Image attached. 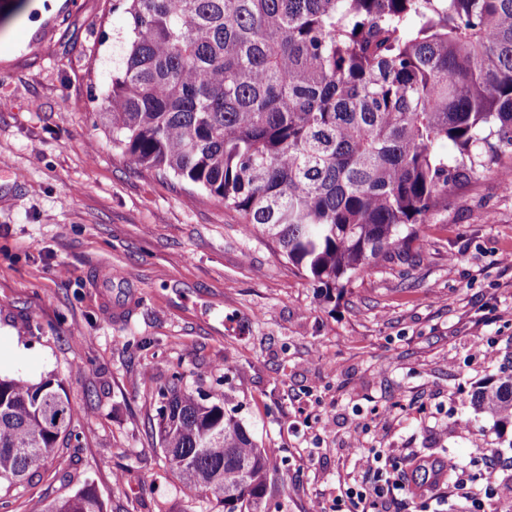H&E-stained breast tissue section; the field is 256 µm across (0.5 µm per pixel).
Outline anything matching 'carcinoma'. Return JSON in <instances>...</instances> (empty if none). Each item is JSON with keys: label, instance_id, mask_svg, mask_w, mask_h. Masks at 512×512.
Instances as JSON below:
<instances>
[{"label": "carcinoma", "instance_id": "obj_1", "mask_svg": "<svg viewBox=\"0 0 512 512\" xmlns=\"http://www.w3.org/2000/svg\"><path fill=\"white\" fill-rule=\"evenodd\" d=\"M131 19L102 110L146 171L224 202L325 290L408 241L448 188L512 155V0H113ZM450 144L455 162L437 151ZM407 235H402L403 229ZM159 448L211 512H259L270 462L241 420L157 392ZM469 404L512 426V356ZM60 380L0 376V512L79 440ZM25 512H104L84 486Z\"/></svg>", "mask_w": 512, "mask_h": 512}]
</instances>
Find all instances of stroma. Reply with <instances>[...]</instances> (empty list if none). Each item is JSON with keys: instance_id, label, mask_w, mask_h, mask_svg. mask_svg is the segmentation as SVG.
Here are the masks:
<instances>
[{"instance_id": "obj_1", "label": "stroma", "mask_w": 512, "mask_h": 512, "mask_svg": "<svg viewBox=\"0 0 512 512\" xmlns=\"http://www.w3.org/2000/svg\"><path fill=\"white\" fill-rule=\"evenodd\" d=\"M33 2L0 0V375L61 379L79 445L34 468L18 502L88 485L105 512H208L157 445V390L176 373L267 451L263 512H333L365 480L348 447L365 424L366 453L402 482L455 456L467 486L512 483V431L468 404L512 353V191L498 172L450 187L425 248L323 301L223 203L113 148L99 108L128 19L112 0ZM109 269L122 277L108 285ZM485 341L497 360L475 354ZM377 508L512 512V499L476 511L443 485Z\"/></svg>"}]
</instances>
